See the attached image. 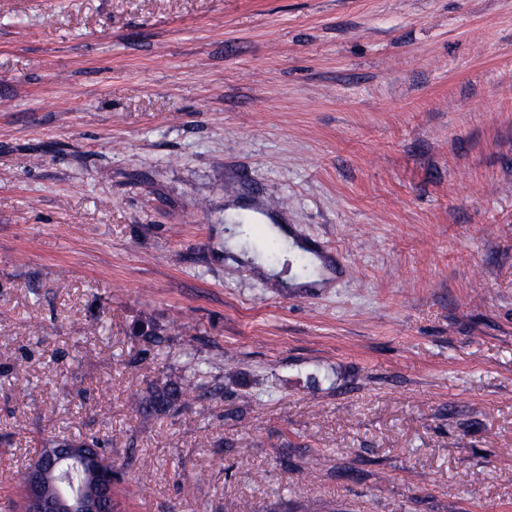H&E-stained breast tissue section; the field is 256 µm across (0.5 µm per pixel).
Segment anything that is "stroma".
<instances>
[{"label":"stroma","instance_id":"stroma-1","mask_svg":"<svg viewBox=\"0 0 512 512\" xmlns=\"http://www.w3.org/2000/svg\"><path fill=\"white\" fill-rule=\"evenodd\" d=\"M91 436L126 512H512V0H0V508ZM188 374L165 376L150 382L145 391L135 395L128 401L129 407L144 415H169L177 413L181 407L186 405V397L193 396L199 399L196 394L202 388L199 381L205 372L194 365L189 367Z\"/></svg>","mask_w":512,"mask_h":512}]
</instances>
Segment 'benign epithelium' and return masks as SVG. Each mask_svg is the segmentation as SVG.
Wrapping results in <instances>:
<instances>
[{
	"mask_svg": "<svg viewBox=\"0 0 512 512\" xmlns=\"http://www.w3.org/2000/svg\"><path fill=\"white\" fill-rule=\"evenodd\" d=\"M71 466L91 469L95 474L93 483L66 492L49 491L50 483L56 482L54 474ZM20 480V512H113L112 463L100 455L88 458L77 444L63 450L49 444L39 449Z\"/></svg>",
	"mask_w": 512,
	"mask_h": 512,
	"instance_id": "1",
	"label": "benign epithelium"
}]
</instances>
